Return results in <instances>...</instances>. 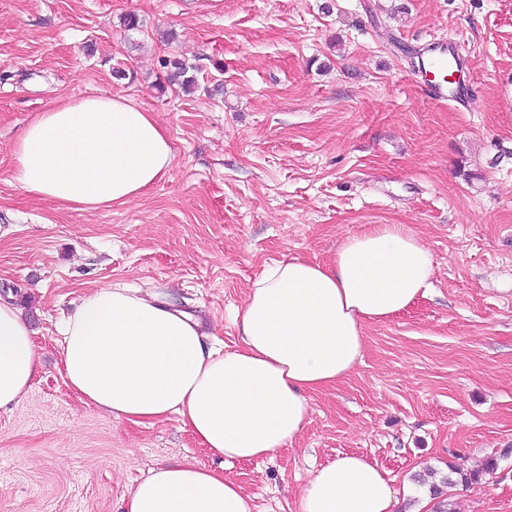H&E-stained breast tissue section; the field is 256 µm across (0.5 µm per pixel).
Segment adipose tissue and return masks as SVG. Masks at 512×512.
<instances>
[{"instance_id": "1", "label": "adipose tissue", "mask_w": 512, "mask_h": 512, "mask_svg": "<svg viewBox=\"0 0 512 512\" xmlns=\"http://www.w3.org/2000/svg\"><path fill=\"white\" fill-rule=\"evenodd\" d=\"M174 161L167 129L125 97L62 100L27 126L13 178L27 194L94 211L123 205L163 179ZM433 258L403 224L345 236L331 262L291 258L266 266L234 316L240 343H209L199 316L166 289L115 282L83 295L59 326L61 369L87 405L141 423L172 416L224 461L288 448L310 422L311 393L353 375L366 328L427 292ZM34 331L0 299V409L37 373ZM398 491L377 464L341 454L317 468L294 512H395ZM125 512H255L223 470L183 458L150 470Z\"/></svg>"}]
</instances>
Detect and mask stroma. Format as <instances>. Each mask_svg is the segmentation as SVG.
<instances>
[{
    "mask_svg": "<svg viewBox=\"0 0 512 512\" xmlns=\"http://www.w3.org/2000/svg\"><path fill=\"white\" fill-rule=\"evenodd\" d=\"M434 37L459 46L464 102L431 101L415 75ZM166 57L194 90L167 82ZM96 94L154 113L168 174L92 212L26 194L11 177L24 127ZM366 224L408 225L431 286L368 326L355 373L312 394L291 448L226 464L177 418L137 424L66 384L57 326L91 287L167 288L231 351L267 265L329 262ZM2 226L0 290L35 329L41 369L0 410V512H123L177 458L223 468L256 512H292L341 453L399 486L494 460L444 492L458 512H512V0H0ZM162 66L166 69L167 77L171 82L179 83L185 88L195 86V79L193 76H187L189 67L184 61L179 58H164L162 59Z\"/></svg>",
    "mask_w": 512,
    "mask_h": 512,
    "instance_id": "35a3bbf8",
    "label": "stroma"
}]
</instances>
